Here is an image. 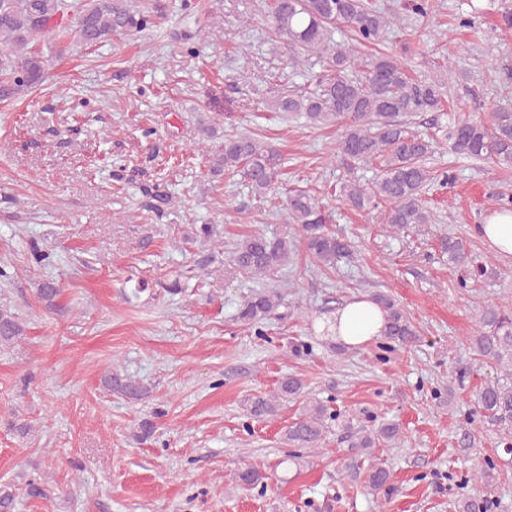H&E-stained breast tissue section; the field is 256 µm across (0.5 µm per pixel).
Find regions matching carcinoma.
<instances>
[{
    "mask_svg": "<svg viewBox=\"0 0 512 512\" xmlns=\"http://www.w3.org/2000/svg\"><path fill=\"white\" fill-rule=\"evenodd\" d=\"M267 20L272 32L288 40L297 52L290 63L304 69L311 59L324 63L312 92H291L276 100V112H300L313 125H335L340 134L337 153L344 159L379 163V172L369 182L347 179L340 185L341 201L366 213L378 212L379 223L388 229L432 223V212L422 198L432 181L424 159L432 143L412 132L401 121L405 114L442 111L445 81L411 78L398 56L378 49L393 27L403 21L397 10H381L372 0H266ZM342 23L352 32L351 41L338 43L332 25ZM156 25L148 10H133L128 0H0V99L18 97L43 82L45 67L35 43L47 35L64 42L70 34L86 45L109 40L112 35L143 31ZM376 49L363 54L360 47ZM462 98L480 118L457 119L450 126L448 140L453 152L479 160H489L503 170L512 169V107L486 108L483 98L470 86L461 85ZM281 155L249 135L224 137V146L212 157L213 174L242 173L256 196L274 189L281 170ZM289 219L306 232L308 256L321 269H332L349 255L348 244L323 230L325 211L319 200L305 190L285 192ZM293 244L284 238L250 234L233 244L229 257L232 269L262 275L288 261ZM448 262L458 269L469 267L463 240H441ZM62 289L53 280L40 284L38 297L56 305ZM374 299L386 312L387 325L382 349L394 351L412 344L418 336L415 326L383 293ZM282 296L270 290L252 293L241 305L238 320L251 327L276 313ZM24 335L19 318L0 306V345L12 344ZM477 355L499 366L504 377L480 386L474 397L482 422L496 428L502 439L512 441V309L505 305L486 306L471 338ZM107 390L130 401H140L147 389L130 377L110 372L104 377ZM303 384L287 376L272 397L258 396L247 405L248 414L261 419L276 412L279 399L297 396ZM336 417L326 404L311 401L302 416L284 433L293 448L322 449L326 445L327 419ZM348 447L360 451L386 440L398 439V427L379 429L347 426ZM493 461L479 463L464 483L473 485V494L457 505V512H492L491 502L480 486L492 477ZM367 487L374 494L392 490L391 473L382 465L371 466Z\"/></svg>",
    "mask_w": 512,
    "mask_h": 512,
    "instance_id": "1",
    "label": "carcinoma"
}]
</instances>
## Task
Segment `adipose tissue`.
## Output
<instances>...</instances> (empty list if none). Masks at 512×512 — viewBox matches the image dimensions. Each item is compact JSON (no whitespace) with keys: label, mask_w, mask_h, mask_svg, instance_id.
<instances>
[{"label":"adipose tissue","mask_w":512,"mask_h":512,"mask_svg":"<svg viewBox=\"0 0 512 512\" xmlns=\"http://www.w3.org/2000/svg\"><path fill=\"white\" fill-rule=\"evenodd\" d=\"M337 342L360 347L383 335L386 321L381 309L366 296H356L326 316L322 322Z\"/></svg>","instance_id":"obj_1"}]
</instances>
